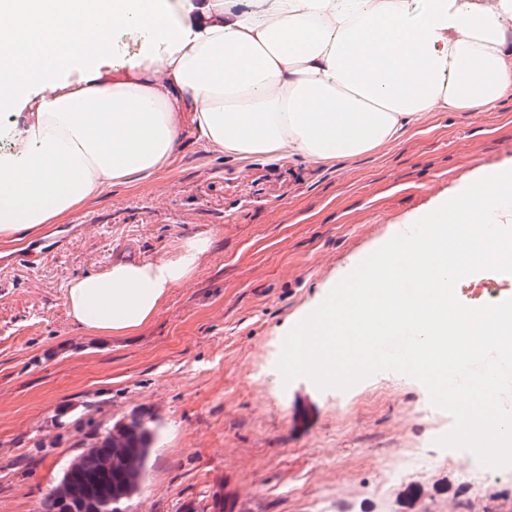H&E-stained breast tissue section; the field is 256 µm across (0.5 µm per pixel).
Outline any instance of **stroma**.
<instances>
[{"instance_id":"35a3bbf8","label":"stroma","mask_w":512,"mask_h":512,"mask_svg":"<svg viewBox=\"0 0 512 512\" xmlns=\"http://www.w3.org/2000/svg\"><path fill=\"white\" fill-rule=\"evenodd\" d=\"M512 165V98L436 112L401 141L330 166L248 165L184 132L170 172L107 190L41 234L0 245V512H41L65 469L133 413L158 426L132 512H448L474 493L460 454L381 486L454 420L418 380L376 373L350 389L284 382L287 332L332 287L463 178ZM212 245L129 336L76 327L64 288L116 261ZM512 293L485 270L455 296Z\"/></svg>"}]
</instances>
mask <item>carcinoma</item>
<instances>
[{"label": "carcinoma", "mask_w": 512, "mask_h": 512, "mask_svg": "<svg viewBox=\"0 0 512 512\" xmlns=\"http://www.w3.org/2000/svg\"><path fill=\"white\" fill-rule=\"evenodd\" d=\"M113 435H96V440L77 456L75 469L69 478L79 493L73 501L59 504L48 493L43 501L42 512H82L80 504L104 505L112 497L113 491L123 488L133 495L139 491L146 472L147 462L156 436L157 427L151 426L140 414L133 413L128 420H119L112 426ZM125 451L137 457L138 469L131 473L113 469L107 465L112 454Z\"/></svg>", "instance_id": "1"}]
</instances>
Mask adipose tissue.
<instances>
[{
  "instance_id": "1",
  "label": "adipose tissue",
  "mask_w": 512,
  "mask_h": 512,
  "mask_svg": "<svg viewBox=\"0 0 512 512\" xmlns=\"http://www.w3.org/2000/svg\"><path fill=\"white\" fill-rule=\"evenodd\" d=\"M0 0V31L51 12L69 50L0 157V244L61 223L131 176L170 171L183 129L237 161L327 165L394 143L435 112L512 96V0ZM144 37L110 63L106 28ZM210 240L70 279L69 314L138 331Z\"/></svg>"
}]
</instances>
